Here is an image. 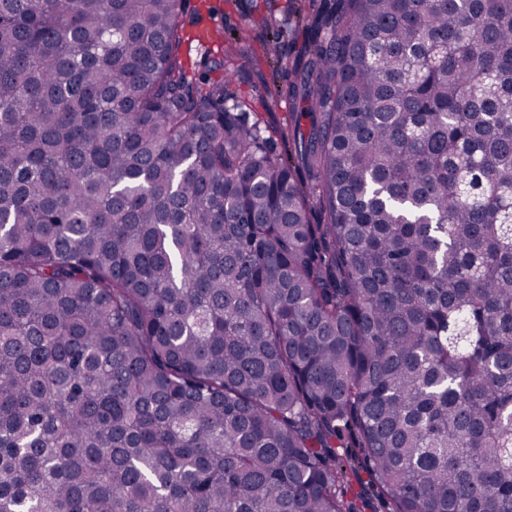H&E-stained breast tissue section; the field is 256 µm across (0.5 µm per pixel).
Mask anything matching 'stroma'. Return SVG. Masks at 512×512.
Returning a JSON list of instances; mask_svg holds the SVG:
<instances>
[{"mask_svg":"<svg viewBox=\"0 0 512 512\" xmlns=\"http://www.w3.org/2000/svg\"><path fill=\"white\" fill-rule=\"evenodd\" d=\"M290 8V0H188L184 14L186 30L206 24L222 34L205 50L190 41L184 44L183 60L189 77L219 82L225 70H235L236 77L228 88L229 101L252 112L281 153L288 149L280 132L288 126L291 79L278 61L288 58L292 50L286 35ZM264 17L272 24L258 29ZM219 57L224 60L220 69L214 66Z\"/></svg>","mask_w":512,"mask_h":512,"instance_id":"35a3bbf8","label":"stroma"}]
</instances>
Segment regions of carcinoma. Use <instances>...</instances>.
<instances>
[{"instance_id": "obj_1", "label": "carcinoma", "mask_w": 512, "mask_h": 512, "mask_svg": "<svg viewBox=\"0 0 512 512\" xmlns=\"http://www.w3.org/2000/svg\"><path fill=\"white\" fill-rule=\"evenodd\" d=\"M184 0H0V512H512V0H306L288 154Z\"/></svg>"}]
</instances>
